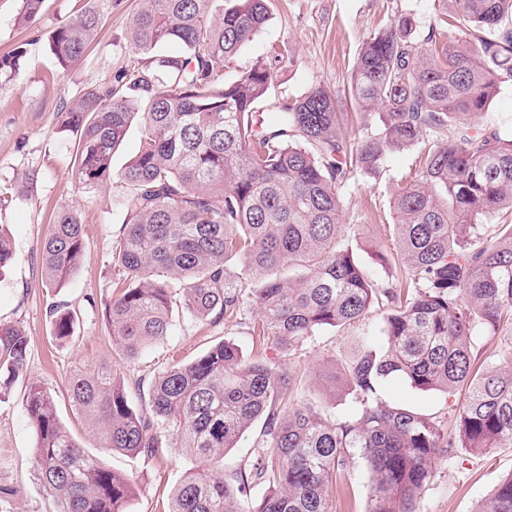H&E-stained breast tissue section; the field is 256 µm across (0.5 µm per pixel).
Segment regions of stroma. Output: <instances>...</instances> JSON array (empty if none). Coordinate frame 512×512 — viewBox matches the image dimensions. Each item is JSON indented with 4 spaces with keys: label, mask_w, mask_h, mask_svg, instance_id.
Returning <instances> with one entry per match:
<instances>
[{
    "label": "stroma",
    "mask_w": 512,
    "mask_h": 512,
    "mask_svg": "<svg viewBox=\"0 0 512 512\" xmlns=\"http://www.w3.org/2000/svg\"><path fill=\"white\" fill-rule=\"evenodd\" d=\"M265 29L248 42L224 67L225 79L263 60L271 45L288 41L295 49L291 67L274 72L271 93L295 97L322 85L339 93L340 120L345 132L362 122L342 92L360 44L391 18L395 10L412 12L416 37L424 39L434 15L435 0H271ZM83 0H44L34 22L17 26L19 0H0V56L24 48L26 57L19 81L0 82V231L14 242L15 260L0 278V326L22 327L30 338L25 377L0 402V512H56L57 504L34 473L35 431L24 410L25 389L34 380L54 394L57 413L75 442L101 456L108 467L131 474L137 485L129 512H164L172 490L196 463L184 449H163L155 458L102 451L98 436L75 411L68 384L75 367L106 364L125 377L152 379L171 359H194L216 343H235L244 358L258 363H282L298 376L293 402L346 416L355 408L345 391H333L332 376L364 347L383 343L380 313L345 329L323 331L290 349L260 342L234 325L192 322L173 309L168 336L132 359L113 341L104 318L118 272L111 263L112 241L124 220V187L111 179L96 190L79 185L73 175V144L58 130L57 113L84 88L112 80L133 53L130 22L138 0H95L101 29L85 60L68 70L56 66L47 49L51 31L73 17ZM414 152L391 155L379 178L356 175L342 191L344 234L357 260L378 281L392 270L386 260L395 247L386 226L393 213V187L413 163ZM75 208L85 226V255L70 282L61 289L47 284L39 263V244L52 219L63 208ZM56 304L75 310L77 320L70 341L53 340L50 308ZM478 363L495 366L512 357V325L482 332L475 339ZM378 394L390 405L437 417L445 430H454L463 391H421L408 382L391 379ZM433 474L418 495V512H475L478 504L507 475L512 474V447L485 454L464 448L437 457ZM370 474L361 459H353L338 473L331 492L332 512H369Z\"/></svg>",
    "instance_id": "stroma-1"
}]
</instances>
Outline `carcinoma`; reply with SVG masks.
Wrapping results in <instances>:
<instances>
[{
	"instance_id": "obj_1",
	"label": "carcinoma",
	"mask_w": 512,
	"mask_h": 512,
	"mask_svg": "<svg viewBox=\"0 0 512 512\" xmlns=\"http://www.w3.org/2000/svg\"><path fill=\"white\" fill-rule=\"evenodd\" d=\"M44 0H21L29 24ZM140 0L135 56L112 81L57 113L76 146L73 176L86 187L115 175L112 157L133 121L144 133L115 176L128 187L112 243L122 275L106 302L112 338L136 358L170 331L173 307L193 320L246 327L288 348L328 328L382 312L384 345L367 347L341 372L359 404L346 418L299 404L281 413L295 377L281 364L248 363L221 341L149 384L141 408L106 365L69 381L77 413L102 449L154 456L169 437L199 461L173 492L168 512H330L336 471L353 454L371 476L370 512H417L432 462L450 448L488 453L512 447V359L475 368L474 337L512 325V135L481 125L512 82V0H441L423 43L410 12H397L362 43L349 93L365 121L343 134L336 97L321 85L288 99L270 96L272 73L292 65L288 43L224 80V64L262 31L268 0ZM101 25L91 0L50 34L63 69L82 61ZM25 52L0 58L16 79ZM266 119H255L258 104ZM418 148L413 172L393 191L394 264L404 280L378 283L343 239L341 191L350 174L380 176L387 158ZM78 212L59 210L39 247L50 285L62 288L84 255ZM0 231V275L14 262ZM53 337L69 340L75 313L51 309ZM29 337L0 326V401L27 372ZM402 377L421 391L465 386L458 433L378 398ZM35 475L57 512H128L135 479L81 448L60 421L54 396L30 385ZM263 420V449L248 467L224 472V455ZM477 512H512V474Z\"/></svg>"
}]
</instances>
